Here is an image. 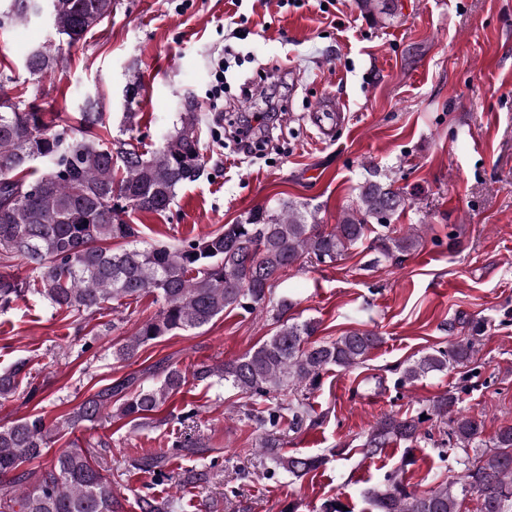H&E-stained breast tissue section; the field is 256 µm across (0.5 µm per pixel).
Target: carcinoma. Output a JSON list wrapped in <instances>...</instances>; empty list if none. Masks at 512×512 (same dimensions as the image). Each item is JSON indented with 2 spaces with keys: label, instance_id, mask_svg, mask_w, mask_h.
Here are the masks:
<instances>
[{
  "label": "carcinoma",
  "instance_id": "carcinoma-1",
  "mask_svg": "<svg viewBox=\"0 0 512 512\" xmlns=\"http://www.w3.org/2000/svg\"><path fill=\"white\" fill-rule=\"evenodd\" d=\"M34 2L10 0L0 12V28L27 21ZM48 3L57 33L72 44L112 15L115 0ZM59 58L60 47L45 44L29 54L26 70L39 77ZM6 81L10 78L0 81V261L21 258L30 276L21 280L0 272V312L27 294L78 317L110 302L155 294L159 311L113 348L117 362L133 359L163 336L200 329L227 311L264 307L272 282L303 259L334 263L364 238L368 224L387 228L406 208L394 181L370 170L356 206L330 231L308 223L306 212L281 200L202 238L176 246L144 245L138 225L127 222L126 214L165 212L178 187L204 172L197 105L182 108L174 130L162 134L163 145L148 153L112 138L98 102L76 116L47 114L37 105L14 102L3 92ZM115 240L123 242L116 250L111 248ZM415 245L410 236H387L378 239L377 248L404 252ZM318 330L314 319L285 321L262 344L219 367L202 363L187 373L168 365L148 384L132 377L88 396L58 421L40 414L0 426V512H124L96 452L72 448L51 456V445L62 431L100 420L115 396L121 400L115 417L130 423L151 418L183 389L189 375L196 381L216 376L267 402L247 418L264 431L260 448L274 469L295 478L318 469L319 457L277 451L276 430L286 421L288 430L301 431L309 418L308 393L321 373L357 367L382 344L378 333L360 329L318 342ZM475 346L470 336L437 348L408 364L399 382L467 363ZM27 375L23 358L0 373V399L14 396ZM285 390L293 396L288 404L270 401L271 394ZM425 415L424 420L419 414L382 417L369 432L363 455L380 454L392 442L418 443L430 435L423 424L440 418L448 423V449L455 451L461 478L416 492L408 490L403 469L389 471L364 493L369 505L364 512H461L473 495L477 512H512V426L485 437L483 423L463 413L450 390Z\"/></svg>",
  "mask_w": 512,
  "mask_h": 512
}]
</instances>
